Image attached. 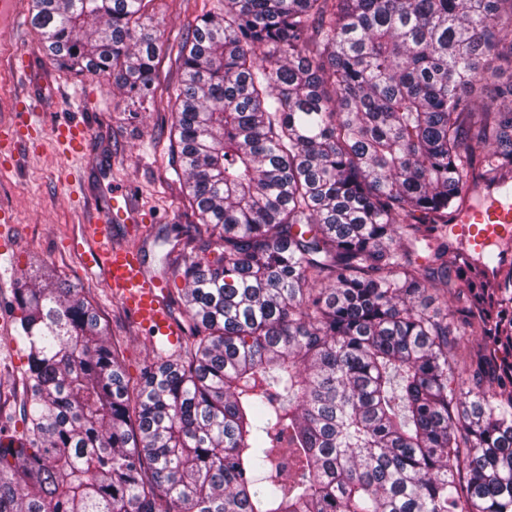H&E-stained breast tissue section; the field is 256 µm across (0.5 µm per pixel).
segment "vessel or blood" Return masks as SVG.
<instances>
[{
	"mask_svg": "<svg viewBox=\"0 0 512 512\" xmlns=\"http://www.w3.org/2000/svg\"><path fill=\"white\" fill-rule=\"evenodd\" d=\"M42 129L43 114L37 105L24 107L18 122L0 124V156L15 157L21 146L34 142ZM86 137V127L78 123L64 124L56 132L59 154L71 161L63 170L65 182L83 179L82 169L74 161ZM119 221H139L130 194L123 190L113 192L107 207L92 212L81 241L73 243L72 250L89 275L102 276L110 296L120 301L144 330L177 344L180 330L160 295L158 278L146 273L133 251L116 246L112 240V225ZM450 221L461 225L487 275L512 267V250L505 247L512 240V187L501 185L488 190L482 202L464 204Z\"/></svg>",
	"mask_w": 512,
	"mask_h": 512,
	"instance_id": "1",
	"label": "vessel or blood"
}]
</instances>
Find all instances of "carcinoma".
<instances>
[{
  "label": "carcinoma",
  "instance_id": "cac0c4a2",
  "mask_svg": "<svg viewBox=\"0 0 512 512\" xmlns=\"http://www.w3.org/2000/svg\"><path fill=\"white\" fill-rule=\"evenodd\" d=\"M152 2L31 12L61 72L142 104ZM215 2L166 88L209 237L178 269L190 349L132 387L83 289L21 271L0 512H512V268L490 283L448 245L449 214L512 182V106L470 99L484 52L512 63V0Z\"/></svg>",
  "mask_w": 512,
  "mask_h": 512
}]
</instances>
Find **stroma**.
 Masks as SVG:
<instances>
[{"label": "stroma", "instance_id": "obj_1", "mask_svg": "<svg viewBox=\"0 0 512 512\" xmlns=\"http://www.w3.org/2000/svg\"><path fill=\"white\" fill-rule=\"evenodd\" d=\"M205 6L206 0H154L152 24L158 34L176 40ZM155 69L153 102L132 119L131 101L116 88L58 70L32 24L30 8H23L20 20L0 22V120L10 119L20 103L30 101L45 114L42 145L24 146L13 159L0 161V212L13 217L11 264L18 270L46 264L83 288L133 383L148 366L185 353L186 348L161 347L158 338L136 325L109 298L102 280L85 274L70 244L82 238L87 208L110 202L113 190L126 188L143 222L113 224L112 238L138 249L146 269L159 276L164 293H175L184 285L163 266L164 254L190 256L205 246L207 236L171 166L172 114L165 89L180 78L175 53L160 52ZM66 121L88 129L82 155L84 182L75 188L62 177L63 160L54 140L58 125ZM12 301V288H0V426L17 427L29 394L26 348L16 336Z\"/></svg>", "mask_w": 512, "mask_h": 512}]
</instances>
